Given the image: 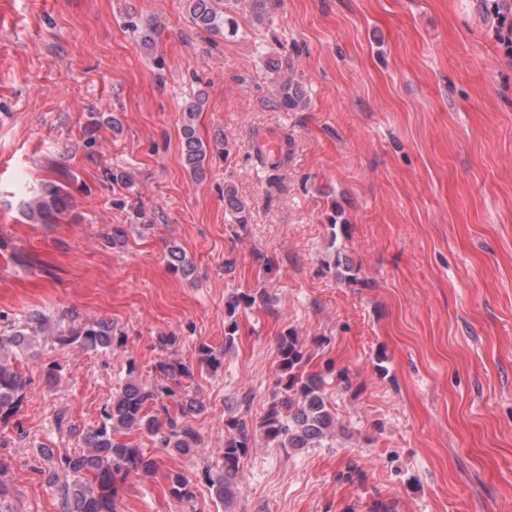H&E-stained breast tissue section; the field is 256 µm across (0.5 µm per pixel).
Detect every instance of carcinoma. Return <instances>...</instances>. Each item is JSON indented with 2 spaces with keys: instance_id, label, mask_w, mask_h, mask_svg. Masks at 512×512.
I'll list each match as a JSON object with an SVG mask.
<instances>
[{
  "instance_id": "1",
  "label": "carcinoma",
  "mask_w": 512,
  "mask_h": 512,
  "mask_svg": "<svg viewBox=\"0 0 512 512\" xmlns=\"http://www.w3.org/2000/svg\"><path fill=\"white\" fill-rule=\"evenodd\" d=\"M185 2L197 28L216 35L237 34L238 23L229 14L226 0ZM302 100L303 89L299 81L291 76L280 79L278 105L281 109L293 111ZM200 103L201 98L197 97L185 106L181 156L185 168L202 178L211 154L216 152L225 156L232 144L226 135L212 146L197 135L193 120ZM224 205L236 223H247L246 204L228 185L224 187ZM72 209L73 200L67 185L49 182L41 194L27 204L26 216L34 224H58L70 215ZM256 301V295L246 292L229 299L224 345L231 346L235 342L238 309L250 307ZM47 324L45 317L35 314L22 324L10 325V329L0 333V349L11 345L21 352L27 351L32 339L44 331ZM56 340L61 345L79 344L86 349L112 351L125 343V335L103 321L75 320L57 333ZM307 363L298 336L291 330L280 336L277 401L270 406L260 424L266 441L278 448H310L334 428V416L322 392V379L305 370ZM134 373L135 366L130 362L127 380L116 391L112 403L104 408L100 421L84 437L85 449L73 455L68 452L57 454L53 448L40 449L42 457L58 462V467L48 476V484L60 496L61 512H117L114 498L118 484L132 473L146 477L153 472L155 461L152 456L123 439L128 431L144 430L156 437L161 447L180 453H188L200 444V434L188 419L169 416L168 406L164 403L167 399L181 409L200 410L197 404L182 402L180 383L176 382L179 377L191 376L190 368L174 358H161L154 365L153 383L149 386L138 382ZM23 388L17 368L0 358V421L14 413ZM151 404L166 413L165 426L148 416L147 408ZM251 447L246 420L239 415L225 416L222 465L215 474L207 476L210 495L215 501L226 506L232 503L240 462ZM168 482L170 494L178 501L190 503L196 498L195 487L182 473L169 474Z\"/></svg>"
}]
</instances>
